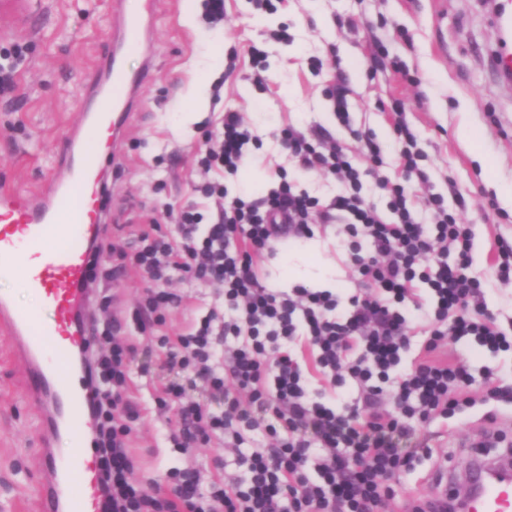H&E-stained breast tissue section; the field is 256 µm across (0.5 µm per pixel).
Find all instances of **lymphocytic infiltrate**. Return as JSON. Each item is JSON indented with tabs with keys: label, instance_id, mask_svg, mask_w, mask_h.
<instances>
[{
	"label": "lymphocytic infiltrate",
	"instance_id": "f902f5d3",
	"mask_svg": "<svg viewBox=\"0 0 512 512\" xmlns=\"http://www.w3.org/2000/svg\"><path fill=\"white\" fill-rule=\"evenodd\" d=\"M391 114L403 178L379 182L389 196L386 218L366 204L364 173L353 157L289 128L281 143L297 172L335 177L336 195L324 204L283 180L259 199L227 198L220 174L252 163L249 147L261 139L232 110L221 119V133L206 135L197 164L207 177L200 191L214 203L211 216L168 204L162 216L176 225V236L141 225L129 244L131 267L154 288L124 319L98 329L89 359L101 512H382L417 455L402 440L475 403L471 374L440 358L439 348L447 338L470 337L506 351L512 336L484 312L469 226L438 196L417 210L404 184L419 170L416 137L402 103ZM319 223L343 224L361 291L344 298L326 289L278 292L264 285L254 253L313 236ZM177 273L216 289L217 299L185 331L169 335L160 311L182 302L164 288ZM414 329L424 338L407 367ZM137 335L156 339L167 350V367L193 372L224 400L223 414L215 415L180 384L166 383L155 407L173 417V447L185 452L214 440L240 447L253 410L266 415L273 444L252 454L247 477L218 476L206 489L186 469H170L166 487L137 479L141 464L132 442L142 408L130 371ZM219 360L221 372L214 367ZM312 372L334 387L352 380L365 410L310 399ZM245 398L251 409L242 408Z\"/></svg>",
	"mask_w": 512,
	"mask_h": 512
}]
</instances>
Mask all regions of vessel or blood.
Segmentation results:
<instances>
[{
	"instance_id": "1",
	"label": "vessel or blood",
	"mask_w": 512,
	"mask_h": 512,
	"mask_svg": "<svg viewBox=\"0 0 512 512\" xmlns=\"http://www.w3.org/2000/svg\"><path fill=\"white\" fill-rule=\"evenodd\" d=\"M158 0H143L140 12L112 0V41L84 77L80 119L56 148L57 174L36 192L0 188V280L15 279L52 312L0 294V335L26 377V391L41 410L40 512H99L98 454L89 408L95 398L85 379L93 341L90 288L95 242L105 241L112 204L99 175L102 162H118L119 136L138 94L153 78L146 55ZM43 0H0V17L32 27ZM497 70L512 78V0H498ZM143 55L139 70L127 57ZM64 447H57V439ZM471 512H512V480L484 483Z\"/></svg>"
}]
</instances>
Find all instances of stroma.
<instances>
[{
  "mask_svg": "<svg viewBox=\"0 0 512 512\" xmlns=\"http://www.w3.org/2000/svg\"><path fill=\"white\" fill-rule=\"evenodd\" d=\"M108 0H49L36 32L0 22V43L22 44L26 61L14 92L0 95V187L33 190L54 168V152L82 105L81 78L112 37ZM494 9L488 0H279L275 11L256 0H224V20L212 24L203 0H159L152 42L155 78L141 93L136 117L124 126L119 168L101 173L115 200L113 223L122 236L160 219L164 204L210 202L196 187L195 153L214 121L226 110L240 112L262 139L260 163L225 175L224 187L236 195L242 183L268 193L280 182V169L293 163L278 146L284 128L304 135L322 133L346 153L360 157L361 146L341 126L328 87L341 85L354 125L391 140L392 126L383 102L400 99L418 136L425 178L407 182L418 200L464 197L460 223L475 237L474 273L483 282L486 307L512 334V281L498 277L494 264L499 238L512 240V202L501 186L512 184V83L494 77L489 58L495 50ZM288 29L291 41L278 40ZM266 54L257 65L250 49ZM403 73H396L395 65ZM331 224L312 238L256 255L264 283L288 290L308 285L289 276V266L307 262L319 251L329 263L333 292L354 288L351 260ZM172 292L181 307L167 310L165 332L185 326L191 312L205 313L213 289L175 277ZM449 361L466 365L475 379L493 370L501 386L512 388V350L496 353L473 341L446 340ZM133 393L144 412L133 451L141 474L163 481L169 467H189L209 479L216 462L242 474L253 448L268 446L262 431L251 433L236 451L196 447L181 454L166 439L168 426L154 411L161 383L182 384L188 397L212 412L223 400L192 375L161 370L155 353L140 350L131 363ZM486 406L469 409L460 420L419 430L413 447L429 445L450 456L464 473L472 444L481 441L488 422ZM38 407L24 391V377L0 336V512H37ZM431 460L421 459L403 474L387 512H403L420 496L437 494Z\"/></svg>",
  "mask_w": 512,
  "mask_h": 512,
  "instance_id": "obj_1",
  "label": "stroma"
}]
</instances>
